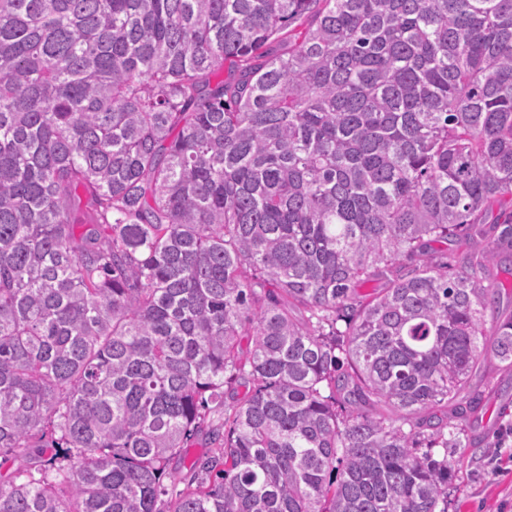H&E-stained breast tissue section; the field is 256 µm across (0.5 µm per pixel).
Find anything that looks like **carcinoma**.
Here are the masks:
<instances>
[{"mask_svg":"<svg viewBox=\"0 0 512 512\" xmlns=\"http://www.w3.org/2000/svg\"><path fill=\"white\" fill-rule=\"evenodd\" d=\"M510 257L512 0H0V512H448ZM491 278L499 283L502 288H505V291L502 290L503 298L499 312L497 309L495 312L488 310L485 313L484 328L488 335L492 334L496 322L501 315L512 314V262L510 263V261L506 260L501 265H494V268L491 270Z\"/></svg>","mask_w":512,"mask_h":512,"instance_id":"1","label":"carcinoma"}]
</instances>
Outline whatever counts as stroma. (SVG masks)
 I'll return each instance as SVG.
<instances>
[{"mask_svg":"<svg viewBox=\"0 0 512 512\" xmlns=\"http://www.w3.org/2000/svg\"><path fill=\"white\" fill-rule=\"evenodd\" d=\"M494 366L477 382L486 400L464 448L448 451V512H512V388Z\"/></svg>","mask_w":512,"mask_h":512,"instance_id":"obj_1","label":"stroma"}]
</instances>
